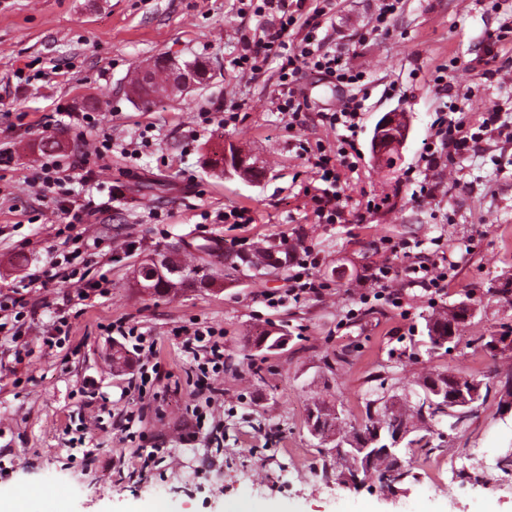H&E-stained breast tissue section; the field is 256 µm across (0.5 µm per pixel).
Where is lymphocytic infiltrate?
Masks as SVG:
<instances>
[{"label":"lymphocytic infiltrate","instance_id":"obj_1","mask_svg":"<svg viewBox=\"0 0 512 512\" xmlns=\"http://www.w3.org/2000/svg\"><path fill=\"white\" fill-rule=\"evenodd\" d=\"M336 7L335 0H321L313 8H306L305 0H261L255 13L273 15L275 22L262 28L258 35L244 39L236 60L241 71L258 73L272 58L280 61V83L275 93L278 111L287 113L289 119H298L307 107L299 85L309 75L333 80L352 87L362 82L364 75L351 64L348 50L327 48L318 32L327 22L328 14ZM435 87L441 105L431 123V134L420 155L423 177L407 175L406 182L414 198L435 197L436 183L430 181L429 172L435 171L443 159L466 157L479 151L483 141L497 136L512 137V124L504 121L500 111L481 113L477 124L460 120L466 106L451 83L450 74L436 76ZM363 103L357 96H350L334 111L323 113V121L337 133L335 151H326L323 145H300L302 154L312 156L320 185L311 199L316 223L339 224L345 218L346 206L336 189L340 169L355 168L360 156L357 137L362 119ZM289 268L288 296L299 302L319 293L322 288L314 271L320 257L311 247L300 246L285 251ZM411 269L426 296L436 298L448 287V257L415 254ZM398 276L397 267L390 262L378 264L370 274L372 287L359 295L361 304L374 302L400 309L404 297L393 283ZM184 338L183 347L198 358L196 368L201 377L224 371V334L197 322L178 327Z\"/></svg>","mask_w":512,"mask_h":512}]
</instances>
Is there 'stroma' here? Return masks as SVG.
<instances>
[{"mask_svg":"<svg viewBox=\"0 0 512 512\" xmlns=\"http://www.w3.org/2000/svg\"><path fill=\"white\" fill-rule=\"evenodd\" d=\"M377 2L338 0L327 23L332 45L350 47ZM510 16L512 0H403L389 32L358 48L352 63L366 75L361 157L341 173L350 219L318 224L304 195L314 168L299 143L335 148L336 133L320 115L344 94L309 77L301 84L309 108L289 124L273 99L278 60L253 76L235 64L258 25L251 7L241 0H0V86L9 87L0 96V149L13 154L0 166V295L34 311L25 355L16 356L0 333V499L33 488L27 512H228L248 484L255 512H512V485L488 477L512 453V412L499 397L512 377V342L490 354L471 344L512 331V293L502 291L512 279V142L488 141L480 156L431 172L436 198H411L401 182L418 164L439 107L438 68L451 66L456 88L469 95V119L512 112V41L495 58L485 52L488 31ZM159 58L208 61L210 77L182 98L130 100L135 71ZM233 103L239 109L225 119L222 109ZM394 110L406 113L410 131L386 170L371 141ZM76 112L96 119L89 145L107 137L112 149L91 162L90 177L73 171L53 199L41 198L30 178L44 162H67L76 148ZM47 139L56 150H42ZM230 147L258 163L257 180L215 171ZM371 195L389 202L357 222ZM234 207L248 208L252 223L224 222ZM72 208L91 214L76 228L83 281L108 282L85 299L83 281H33L52 255L66 252L60 230ZM388 239L451 255L456 266L436 303L423 297L402 257L396 285L405 291V310L357 307L361 281L387 258ZM282 240L319 253L320 295L288 299L284 271L257 282L239 270L223 287L171 296L143 293L133 281L144 256L175 245L182 263L196 267V244L209 242L210 263L226 268ZM272 297L278 306H269ZM464 299L475 311L460 325L456 347L432 348L428 317ZM352 307L359 313L349 321ZM59 316L71 333L45 345L42 332ZM119 318L157 341L160 380L150 404L127 388L139 358L109 331ZM192 320L224 332L227 368L212 379L209 401L197 394L195 363L175 334ZM269 330L285 334V344L256 351L254 338ZM118 348L127 365L114 363ZM448 370L492 390L456 429L444 422L416 429L413 439L437 450L417 465L435 477L455 459L483 467L486 477L447 487L409 479L393 495L376 483L335 481L307 427L313 402L341 408L345 435L359 426L366 399L396 394L414 405L419 381ZM204 402L224 425L223 447L190 432L191 411ZM126 414L130 432L113 429V417ZM79 426L92 457L67 447Z\"/></svg>","mask_w":512,"mask_h":512,"instance_id":"obj_1","label":"stroma"}]
</instances>
